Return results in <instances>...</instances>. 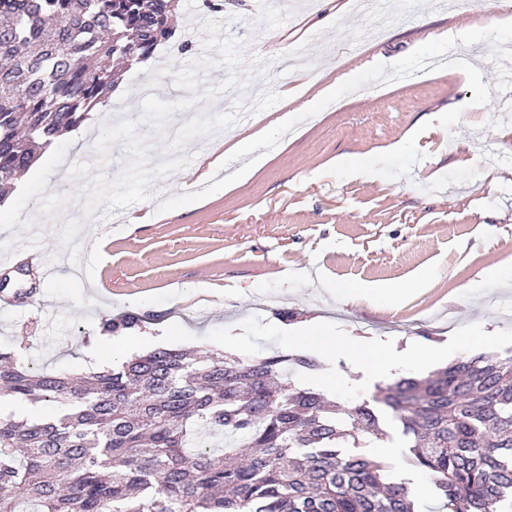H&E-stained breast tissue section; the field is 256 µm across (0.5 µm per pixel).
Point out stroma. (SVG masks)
Returning a JSON list of instances; mask_svg holds the SVG:
<instances>
[{
	"mask_svg": "<svg viewBox=\"0 0 512 512\" xmlns=\"http://www.w3.org/2000/svg\"><path fill=\"white\" fill-rule=\"evenodd\" d=\"M179 0L174 39L132 67L87 120L43 150L0 204V350L77 379L98 372L103 320L134 312L169 348L258 360L295 353L318 319L329 332L429 348L449 362L482 355L463 339L492 328L512 354V137L499 117V70L512 0H381L391 23L347 0H289L292 11ZM476 27L463 42L452 30ZM193 52L184 53L180 42ZM467 46L465 66L414 72ZM413 71L410 82L396 70ZM336 83L334 99L320 98ZM291 114L288 129L277 120ZM267 135L264 159L234 180L239 138ZM31 252L62 255L52 274ZM398 286L397 307L345 299L342 286ZM291 318H284V311ZM347 353L292 367L299 388L372 401ZM392 478L417 485L402 427L381 414Z\"/></svg>",
	"mask_w": 512,
	"mask_h": 512,
	"instance_id": "obj_1",
	"label": "stroma"
}]
</instances>
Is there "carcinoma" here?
<instances>
[{"mask_svg": "<svg viewBox=\"0 0 512 512\" xmlns=\"http://www.w3.org/2000/svg\"><path fill=\"white\" fill-rule=\"evenodd\" d=\"M173 0H0V193L38 150L106 103L111 60L172 36ZM140 321L109 319L114 333ZM274 353L244 360L158 347L75 380L0 350V396L49 402L56 419L0 417V512H416L407 483L361 454L379 430L291 385ZM376 401L397 414L408 465L441 512H512V355L403 377ZM231 437L215 455L203 437Z\"/></svg>", "mask_w": 512, "mask_h": 512, "instance_id": "1", "label": "carcinoma"}]
</instances>
